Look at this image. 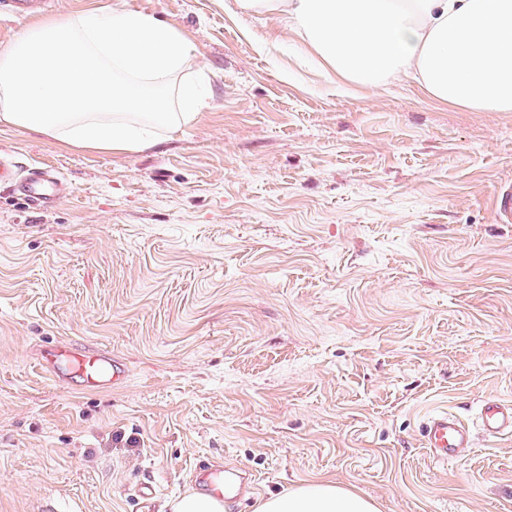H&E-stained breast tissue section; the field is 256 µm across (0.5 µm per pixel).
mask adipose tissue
<instances>
[{
  "instance_id": "obj_1",
  "label": "adipose tissue",
  "mask_w": 512,
  "mask_h": 512,
  "mask_svg": "<svg viewBox=\"0 0 512 512\" xmlns=\"http://www.w3.org/2000/svg\"><path fill=\"white\" fill-rule=\"evenodd\" d=\"M283 11L337 79L374 91L415 76L436 101L512 112V0H236ZM257 512H379L332 481L263 500Z\"/></svg>"
}]
</instances>
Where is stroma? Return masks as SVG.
<instances>
[{"mask_svg":"<svg viewBox=\"0 0 512 512\" xmlns=\"http://www.w3.org/2000/svg\"><path fill=\"white\" fill-rule=\"evenodd\" d=\"M119 5L172 22L209 109L138 152L0 125V512H152L198 461L249 470L224 512L329 478L381 512H512V112L433 100L410 76L338 81L278 13L235 0H48L0 8V52L34 25ZM65 191L33 209L29 169ZM103 347L123 386L76 393L43 343ZM475 429L431 459L427 417ZM493 207L500 224L512 223V187H500L493 198ZM479 426L491 438L512 434V403L498 398L484 400L479 412Z\"/></svg>","mask_w":512,"mask_h":512,"instance_id":"obj_1","label":"stroma"}]
</instances>
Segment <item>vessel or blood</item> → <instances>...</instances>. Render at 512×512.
I'll return each instance as SVG.
<instances>
[{
	"instance_id": "obj_1",
	"label": "vessel or blood",
	"mask_w": 512,
	"mask_h": 512,
	"mask_svg": "<svg viewBox=\"0 0 512 512\" xmlns=\"http://www.w3.org/2000/svg\"><path fill=\"white\" fill-rule=\"evenodd\" d=\"M63 187L40 170L33 171L23 183L25 198L35 207L46 208L60 197ZM499 223H512V187L499 188L493 198ZM38 364L43 373L56 383L82 389H107L120 384L124 377L121 360L111 352L78 347L66 342H52L41 350ZM479 425L491 438L512 434V403L498 398L482 402ZM423 446L438 461L456 460L474 446L468 425L455 414L440 411L431 415L423 429ZM246 471L236 466L215 467L201 461L195 468L193 483L215 497L228 501L243 492Z\"/></svg>"
}]
</instances>
